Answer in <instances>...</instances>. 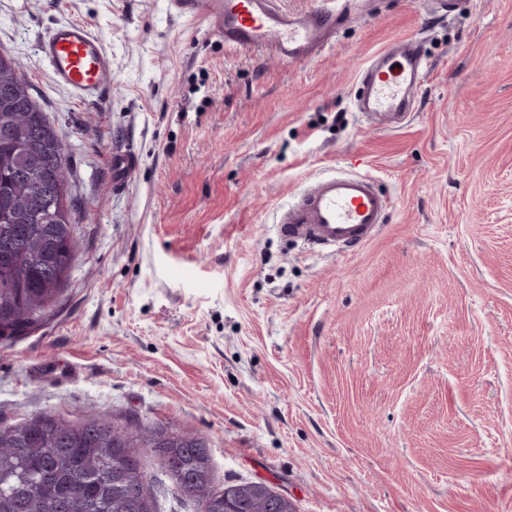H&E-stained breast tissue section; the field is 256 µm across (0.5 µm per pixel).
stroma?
Segmentation results:
<instances>
[{
	"label": "stroma",
	"instance_id": "35a3bbf8",
	"mask_svg": "<svg viewBox=\"0 0 512 512\" xmlns=\"http://www.w3.org/2000/svg\"><path fill=\"white\" fill-rule=\"evenodd\" d=\"M64 21L112 55L97 101L38 60ZM413 36L430 71L388 133L360 70ZM0 49L68 147L79 243L48 320L0 343V426L170 423L208 439L217 488L262 480L296 512H512V0H367L294 63L167 0H0ZM334 170L391 208L318 256L273 223ZM137 155L135 153L117 154L112 158V186L115 190L127 188V174L135 166Z\"/></svg>",
	"mask_w": 512,
	"mask_h": 512
}]
</instances>
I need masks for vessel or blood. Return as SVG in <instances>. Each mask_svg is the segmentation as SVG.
Wrapping results in <instances>:
<instances>
[{"mask_svg": "<svg viewBox=\"0 0 512 512\" xmlns=\"http://www.w3.org/2000/svg\"><path fill=\"white\" fill-rule=\"evenodd\" d=\"M180 18L202 20L210 35L226 45L270 50L286 62L316 57L336 29L351 18L354 0H328L305 15L280 10L277 0H168ZM38 59L53 83L81 101H91L112 84V56L82 22L57 24L39 43ZM428 74L418 39L408 38L362 68L356 109L368 116L405 119L415 111L417 94ZM137 156L112 159V185L126 189ZM390 199L370 176L333 172L317 178L279 214L283 239L302 243L320 255L348 253L369 243L380 231Z\"/></svg>", "mask_w": 512, "mask_h": 512, "instance_id": "b4317fda", "label": "vessel or blood"}]
</instances>
